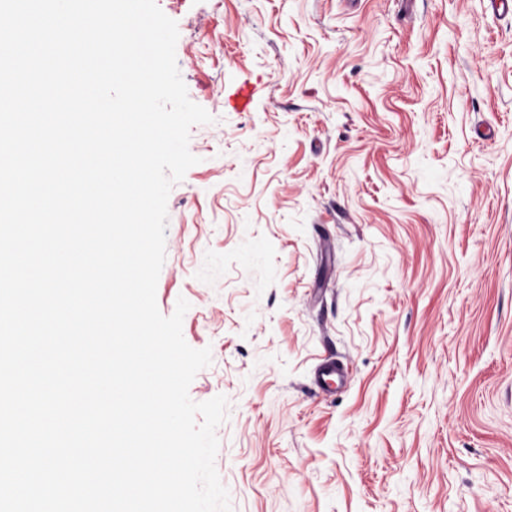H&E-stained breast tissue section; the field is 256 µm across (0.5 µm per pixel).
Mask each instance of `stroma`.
<instances>
[{
  "instance_id": "obj_1",
  "label": "stroma",
  "mask_w": 512,
  "mask_h": 512,
  "mask_svg": "<svg viewBox=\"0 0 512 512\" xmlns=\"http://www.w3.org/2000/svg\"><path fill=\"white\" fill-rule=\"evenodd\" d=\"M213 123L163 315L233 512H512V20L485 0H157ZM348 372L322 393L323 359Z\"/></svg>"
}]
</instances>
